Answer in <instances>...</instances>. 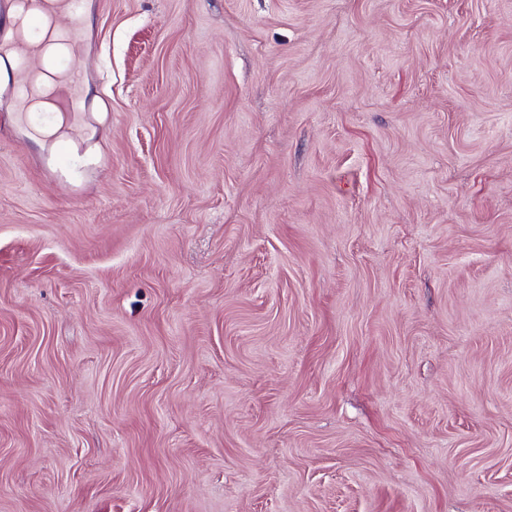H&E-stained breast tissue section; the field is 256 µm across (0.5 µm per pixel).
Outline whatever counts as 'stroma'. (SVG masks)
I'll list each match as a JSON object with an SVG mask.
<instances>
[{
  "label": "stroma",
  "mask_w": 512,
  "mask_h": 512,
  "mask_svg": "<svg viewBox=\"0 0 512 512\" xmlns=\"http://www.w3.org/2000/svg\"><path fill=\"white\" fill-rule=\"evenodd\" d=\"M66 156L0 69V512H512V0H76Z\"/></svg>",
  "instance_id": "35a3bbf8"
}]
</instances>
